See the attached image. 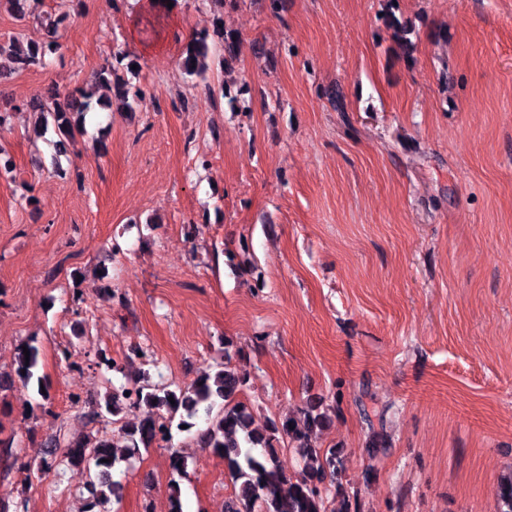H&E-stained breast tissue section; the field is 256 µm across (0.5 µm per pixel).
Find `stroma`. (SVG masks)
I'll return each instance as SVG.
<instances>
[{
  "label": "stroma",
  "mask_w": 512,
  "mask_h": 512,
  "mask_svg": "<svg viewBox=\"0 0 512 512\" xmlns=\"http://www.w3.org/2000/svg\"><path fill=\"white\" fill-rule=\"evenodd\" d=\"M215 8L36 0L67 20L60 53L0 84V376L33 340L42 383L0 390V506L84 512L88 469L38 471L43 453L117 432L112 386L189 385L229 341L259 418L322 400L318 441L365 512H493L512 470V0H239L238 60L196 81L179 58ZM119 52L144 106L87 122L55 173L26 102ZM367 413L389 436L374 455ZM174 451L185 512H224L223 457L178 430L113 471L100 512H169Z\"/></svg>",
  "instance_id": "1"
}]
</instances>
